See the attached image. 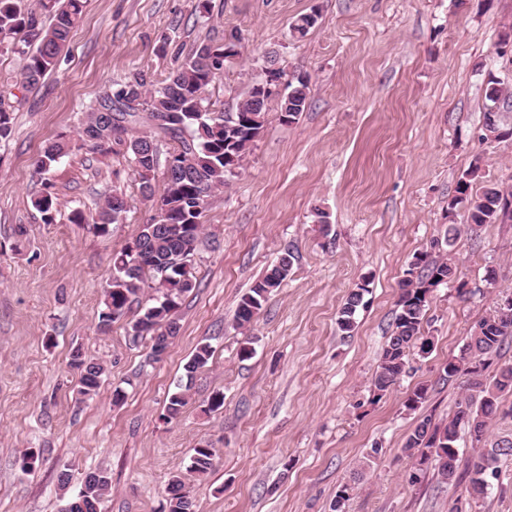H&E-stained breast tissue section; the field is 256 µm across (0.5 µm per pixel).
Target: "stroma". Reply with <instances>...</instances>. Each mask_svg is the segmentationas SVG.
I'll list each match as a JSON object with an SVG mask.
<instances>
[{"label": "stroma", "mask_w": 512, "mask_h": 512, "mask_svg": "<svg viewBox=\"0 0 512 512\" xmlns=\"http://www.w3.org/2000/svg\"><path fill=\"white\" fill-rule=\"evenodd\" d=\"M87 0L56 69L25 85L21 60L0 55V102L13 117L0 146V512H60L87 473L111 479L101 512H160L172 475H186L197 512H512V459L471 498L467 483L426 474L411 484L403 448L424 416L447 422L471 396L466 377L440 375L472 328L512 295V221L468 229L449 215L459 177L475 158L473 195L512 188V139L483 140L489 78L512 84V0ZM318 12L296 39L290 24ZM238 31L241 54L205 91L215 109L235 105L264 77L267 57L310 77V106L291 124L270 102L261 137L237 177L211 194L193 262L195 288L177 312L179 332L160 359L133 339L130 320L100 330L112 255L154 215L120 154L75 148L46 177V145L76 138L87 106L133 69L158 82L199 43ZM56 221L34 206L43 188ZM123 194L122 223L99 235L70 223ZM328 215L321 232L316 211ZM460 232L446 245L449 222ZM288 279L254 323L236 329L240 296L283 251ZM452 255L458 281L437 286L424 321L433 346L409 359L384 396L371 385L392 332L400 282L415 254ZM497 273L487 282V270ZM367 282L352 335L338 312ZM250 342L253 355L238 351ZM213 356L193 380L183 366L201 344ZM101 361L96 396L79 400L74 350ZM189 384L180 417L162 414ZM428 399L405 401L418 386ZM124 400L114 404V390ZM223 393L224 406L207 401ZM211 445L214 467L187 476L194 448ZM38 456L32 472L22 455ZM70 484L60 489L58 476Z\"/></svg>", "instance_id": "35a3bbf8"}]
</instances>
